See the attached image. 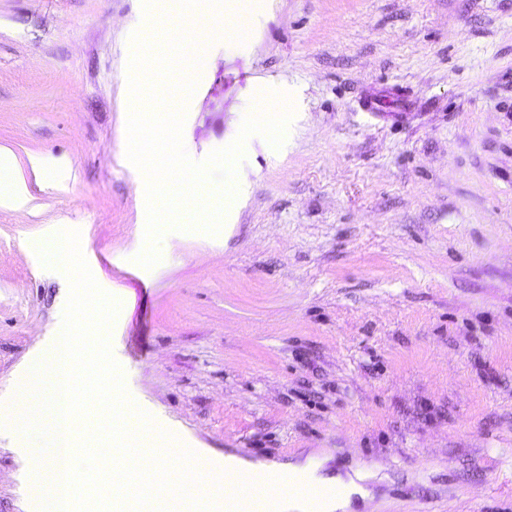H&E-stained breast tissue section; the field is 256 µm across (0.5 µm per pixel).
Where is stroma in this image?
<instances>
[{
	"mask_svg": "<svg viewBox=\"0 0 512 512\" xmlns=\"http://www.w3.org/2000/svg\"><path fill=\"white\" fill-rule=\"evenodd\" d=\"M0 0V149L32 204L0 209V512L19 479L18 393L62 328L69 280L36 242L80 233L120 304L111 353L134 404L206 452L366 473L353 512H512V0ZM198 33L184 147L203 161L262 95L300 112L255 135L234 223L191 209L153 268L127 163L126 38Z\"/></svg>",
	"mask_w": 512,
	"mask_h": 512,
	"instance_id": "stroma-1",
	"label": "stroma"
}]
</instances>
